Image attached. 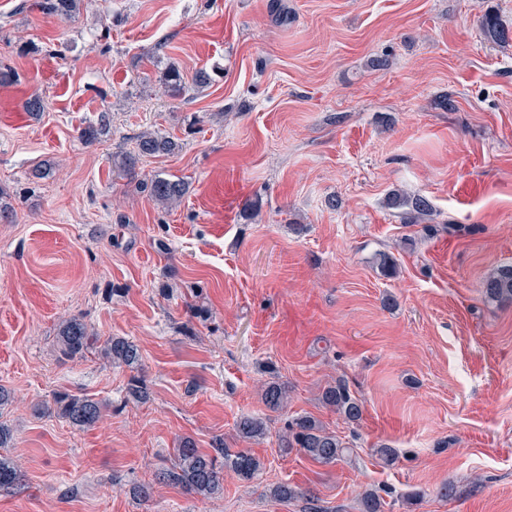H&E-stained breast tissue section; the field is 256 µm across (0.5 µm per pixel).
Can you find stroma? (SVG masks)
<instances>
[{
	"label": "stroma",
	"instance_id": "1",
	"mask_svg": "<svg viewBox=\"0 0 512 512\" xmlns=\"http://www.w3.org/2000/svg\"><path fill=\"white\" fill-rule=\"evenodd\" d=\"M488 12L512 29V0H83L69 19L0 0V68L17 76L0 86V453L23 474L0 512H303L271 497L281 483L324 512H359L368 489L387 512H512V302L482 293L512 264V45L483 36ZM171 63L220 72L174 99ZM146 131L181 151L122 175L113 155ZM157 174L188 180L180 203L149 200ZM398 191L430 199L433 233L387 207ZM75 315L133 342L140 366L62 360ZM134 377L147 402L128 398ZM339 379L359 423L320 401ZM270 382L288 389L282 409L261 399ZM58 391L102 402V421L38 413ZM303 414L353 456L283 452ZM247 415L264 438H238ZM185 437L265 468L225 474L210 498L156 483Z\"/></svg>",
	"mask_w": 512,
	"mask_h": 512
}]
</instances>
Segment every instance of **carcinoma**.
<instances>
[{"label":"carcinoma","mask_w":512,"mask_h":512,"mask_svg":"<svg viewBox=\"0 0 512 512\" xmlns=\"http://www.w3.org/2000/svg\"><path fill=\"white\" fill-rule=\"evenodd\" d=\"M40 10L49 15L70 17L79 10L80 0H39ZM486 38L503 47L512 40V31L505 28L500 19L488 12L481 19ZM164 88L172 98H179L185 91V82L174 66L167 68L163 75ZM107 128L106 115H101L98 124H89L80 131V138L93 144L99 140ZM137 151L125 153L119 157L115 168L130 176L135 172L138 159L160 154H174L182 149V143L172 136H160L144 132L136 137ZM149 198L157 205L167 208L178 203L187 193V183L177 177L155 176L145 183ZM387 206L402 210L401 219L405 224H422L431 220L433 206L429 199L421 194L397 192L387 198ZM485 295L496 301L512 300V266L494 269L484 279ZM57 346L62 357L75 359L88 351L96 350L108 362L118 366L139 364V349L123 337L111 336L103 344L80 317H71L63 321L57 332ZM127 395L134 401L145 402L149 399L144 381L134 378L128 385ZM264 404L277 410L287 400V390L278 383H271L262 392ZM322 403L350 423L361 420L362 401L352 394L347 384L337 380L336 385L327 387L321 395ZM44 410L53 413L69 423L92 427L100 420L103 406L87 396L67 392H58L53 403L44 406ZM237 434L245 441L255 440L264 435L263 421L244 416L236 424ZM281 446L285 450L298 449L310 460L324 465L336 464L347 459L352 448L336 434L311 415H300L289 420L285 433L281 437ZM175 466L157 475V481L182 486L187 492L208 498L224 489V472L231 471L245 478L253 479L264 468V463L246 449L230 453L224 444L209 451L197 448L191 439L180 442L175 449ZM22 474L8 459L0 457V488H13L20 484ZM276 500L302 499L306 506L304 512H322L318 497L311 491H303L288 484H280L271 490ZM360 512H384V499L374 489L362 494Z\"/></svg>","instance_id":"cac0c4a2"}]
</instances>
